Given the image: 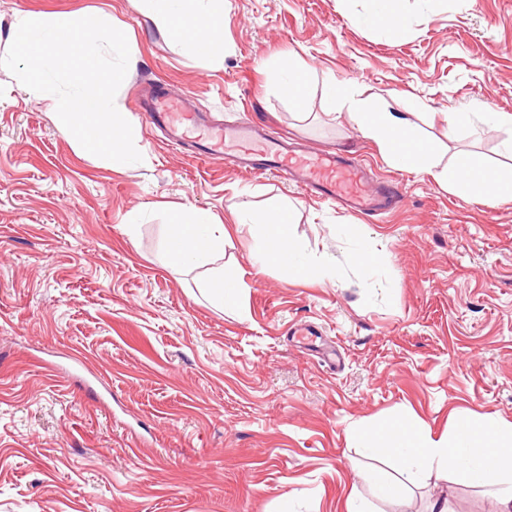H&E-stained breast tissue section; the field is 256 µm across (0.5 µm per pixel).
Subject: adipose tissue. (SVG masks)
<instances>
[{
    "mask_svg": "<svg viewBox=\"0 0 512 512\" xmlns=\"http://www.w3.org/2000/svg\"><path fill=\"white\" fill-rule=\"evenodd\" d=\"M141 10L166 29L169 37L192 52L216 56L221 44L217 38L224 24L223 0H140ZM350 121L366 138L374 141L388 161L412 170L434 168L433 146L417 136L399 116L359 106L350 113ZM438 180L452 187L460 197L490 195L512 200V174L488 167L475 155L468 154L453 166L437 169ZM266 230V248L262 262L285 260L294 246V215L284 207L257 217ZM230 235L227 225L216 223L213 216L188 207L174 210L170 216L167 260L172 267L183 268L207 260L223 251ZM467 445L464 454L452 453V442L433 437L414 424L393 419L370 431L365 441L371 446L393 450L408 468L424 466L456 468L473 483H482L495 470H512V425L481 416L469 419L463 427Z\"/></svg>",
    "mask_w": 512,
    "mask_h": 512,
    "instance_id": "obj_1",
    "label": "adipose tissue"
}]
</instances>
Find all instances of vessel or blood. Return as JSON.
Returning a JSON list of instances; mask_svg holds the SVG:
<instances>
[{"mask_svg": "<svg viewBox=\"0 0 512 512\" xmlns=\"http://www.w3.org/2000/svg\"><path fill=\"white\" fill-rule=\"evenodd\" d=\"M151 117L172 131V146L195 143L200 160H225L255 173H276L308 194L341 204L354 214H386L404 197L403 186L392 181L370 186L366 169L358 160L289 145L283 137L259 126L209 125L199 113L186 111L173 98L156 97Z\"/></svg>", "mask_w": 512, "mask_h": 512, "instance_id": "obj_1", "label": "vessel or blood"}]
</instances>
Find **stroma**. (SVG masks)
Listing matches in <instances>:
<instances>
[{
    "instance_id": "1",
    "label": "stroma",
    "mask_w": 512,
    "mask_h": 512,
    "mask_svg": "<svg viewBox=\"0 0 512 512\" xmlns=\"http://www.w3.org/2000/svg\"><path fill=\"white\" fill-rule=\"evenodd\" d=\"M224 0L220 56L188 52L139 0H0V56L18 14L100 12L135 63L115 101L141 162L79 150L46 100L0 67V512H498L497 484L451 469L394 482L396 458L364 434L403 418L455 436L478 414L512 424V200L461 198L432 173L389 163L349 123L361 100L397 112L443 167L475 153L512 170V0ZM309 74L297 108L281 84ZM157 84L209 123L251 120L364 162L400 182L377 221L273 173L203 163L136 111ZM347 86L344 107L330 90ZM463 118L448 127L445 113ZM232 226L220 263L237 288L206 290L208 267L166 261L169 213ZM295 212L294 265L257 268V224ZM374 252L357 265L358 250ZM289 263V264H290ZM394 484L378 497L374 481Z\"/></svg>"
}]
</instances>
